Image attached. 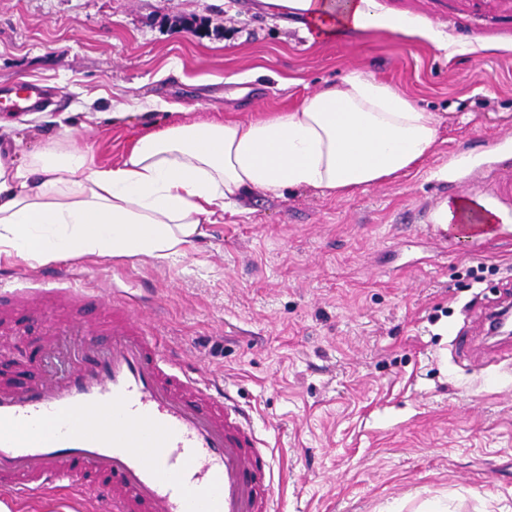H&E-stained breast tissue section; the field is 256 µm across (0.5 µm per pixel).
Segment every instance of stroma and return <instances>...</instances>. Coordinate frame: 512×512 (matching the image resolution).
<instances>
[{"label":"stroma","mask_w":512,"mask_h":512,"mask_svg":"<svg viewBox=\"0 0 512 512\" xmlns=\"http://www.w3.org/2000/svg\"><path fill=\"white\" fill-rule=\"evenodd\" d=\"M375 3L447 42L512 41V0ZM353 70L440 117L417 169L342 199L254 195L184 256L65 264L102 296L123 289L164 348L251 407L287 477L283 512H512V346L483 368L455 351L460 334L492 347L484 314L512 279V207L488 195L512 171V53L313 41L261 0H0V89L50 92L35 112L0 98V139L24 154L70 131L117 165L139 135L284 111ZM452 189L485 197L502 231L441 237ZM46 339L1 323L0 356L63 376L74 356L38 362Z\"/></svg>","instance_id":"obj_1"}]
</instances>
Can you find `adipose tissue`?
Here are the masks:
<instances>
[{
	"mask_svg": "<svg viewBox=\"0 0 512 512\" xmlns=\"http://www.w3.org/2000/svg\"><path fill=\"white\" fill-rule=\"evenodd\" d=\"M331 42L389 33L435 41L426 25L377 12L374 0H264ZM440 120L360 72L287 111L242 121L178 123L137 137L116 166L72 140L16 158L0 146V255L49 263L79 256L186 254L211 215L257 193L316 189L342 198L406 174L433 149ZM496 212L477 196L443 205L441 224L484 229Z\"/></svg>",
	"mask_w": 512,
	"mask_h": 512,
	"instance_id": "ef3b65f1",
	"label": "adipose tissue"
}]
</instances>
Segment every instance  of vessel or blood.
<instances>
[{
  "instance_id": "obj_1",
  "label": "vessel or blood",
  "mask_w": 512,
  "mask_h": 512,
  "mask_svg": "<svg viewBox=\"0 0 512 512\" xmlns=\"http://www.w3.org/2000/svg\"><path fill=\"white\" fill-rule=\"evenodd\" d=\"M40 291L0 279V316L77 333L63 379L0 380V498L102 497L106 512H278L282 486L248 410L164 351L127 307L71 270L39 271Z\"/></svg>"
}]
</instances>
